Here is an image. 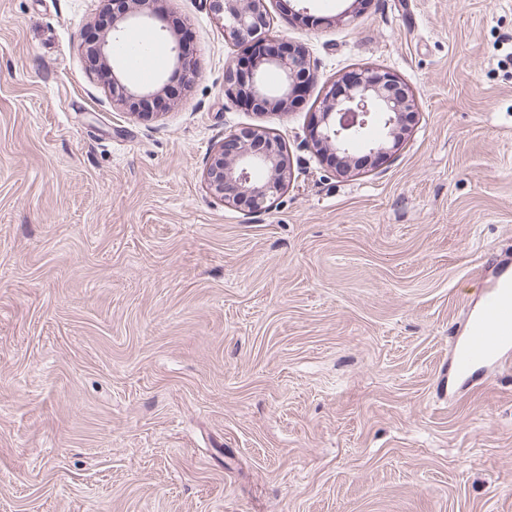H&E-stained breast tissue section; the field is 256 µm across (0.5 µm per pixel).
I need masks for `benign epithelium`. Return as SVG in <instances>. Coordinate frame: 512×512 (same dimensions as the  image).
I'll list each match as a JSON object with an SVG mask.
<instances>
[{"label": "benign epithelium", "instance_id": "1", "mask_svg": "<svg viewBox=\"0 0 512 512\" xmlns=\"http://www.w3.org/2000/svg\"><path fill=\"white\" fill-rule=\"evenodd\" d=\"M125 6L112 9V24L91 45H85L89 69L100 75L112 88V96L127 110L150 118L140 105L157 100L166 84L143 86L126 81V67L114 52L126 23L138 20L153 25L158 16L154 0H124ZM224 22V36L247 41L270 31L267 0H209ZM160 31L171 40L172 74L186 77L192 68L173 28L163 23ZM275 68L283 81L278 89L268 90L262 84L266 70ZM240 62L228 65L224 93L239 97L242 92L260 106L283 108L302 81L312 82L315 74L304 49L293 44L288 53L271 54L252 66L250 81L241 85L237 79ZM417 112L416 102L399 78L383 69L362 70L344 88L332 85L325 94L323 106L312 114L309 142L321 156H336L344 174L353 170L358 153L367 158L384 159L406 139L409 121ZM289 177L287 148L280 137L265 128H250L231 133L209 156L203 174L209 192L237 207L259 210L276 198Z\"/></svg>", "mask_w": 512, "mask_h": 512}]
</instances>
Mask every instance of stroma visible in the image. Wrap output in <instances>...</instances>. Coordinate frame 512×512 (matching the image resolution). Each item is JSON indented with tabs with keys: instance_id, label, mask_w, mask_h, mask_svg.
Listing matches in <instances>:
<instances>
[{
	"instance_id": "obj_1",
	"label": "stroma",
	"mask_w": 512,
	"mask_h": 512,
	"mask_svg": "<svg viewBox=\"0 0 512 512\" xmlns=\"http://www.w3.org/2000/svg\"><path fill=\"white\" fill-rule=\"evenodd\" d=\"M301 5L318 80L263 112L207 0H160L195 73L145 120L84 58L105 0H0V512H512V374L446 392L512 256V0ZM363 68L417 114L341 175L308 125ZM253 126L290 178L247 211L202 172Z\"/></svg>"
}]
</instances>
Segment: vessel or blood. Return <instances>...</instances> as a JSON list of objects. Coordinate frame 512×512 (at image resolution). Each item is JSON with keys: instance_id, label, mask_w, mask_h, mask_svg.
<instances>
[{"instance_id": "1", "label": "vessel or blood", "mask_w": 512, "mask_h": 512, "mask_svg": "<svg viewBox=\"0 0 512 512\" xmlns=\"http://www.w3.org/2000/svg\"><path fill=\"white\" fill-rule=\"evenodd\" d=\"M512 365V260L501 259L494 277L483 288L476 313L470 316L464 336L455 339L451 355L453 372L467 381L485 368Z\"/></svg>"}]
</instances>
